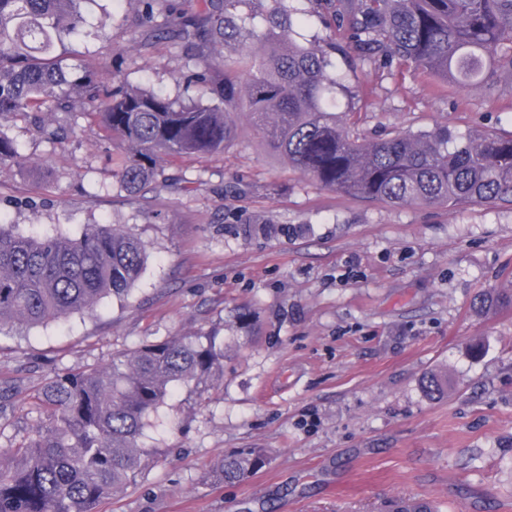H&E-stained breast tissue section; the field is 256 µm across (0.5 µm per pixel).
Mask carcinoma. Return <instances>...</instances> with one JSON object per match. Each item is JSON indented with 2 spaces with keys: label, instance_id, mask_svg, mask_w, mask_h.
<instances>
[{
  "label": "carcinoma",
  "instance_id": "obj_1",
  "mask_svg": "<svg viewBox=\"0 0 512 512\" xmlns=\"http://www.w3.org/2000/svg\"><path fill=\"white\" fill-rule=\"evenodd\" d=\"M147 39L186 54L171 98L120 81L104 83L113 63L69 68L59 49L86 39V0H0V117H29L53 143L66 133L57 112L94 119L106 138L129 149L117 164L119 187L146 194L163 170L161 157L222 153L236 136V119L252 118L261 140L324 188L392 205L512 203V133L455 141L448 131L399 133L370 139L336 113L338 76L322 49L280 38L289 22L284 0L258 30L248 0H202L187 14L175 0H138ZM337 37L362 60L407 66L441 76L451 88L494 89L512 74V0H347L335 12ZM223 46L244 53L228 66ZM26 162L18 143L0 130V169ZM147 252L130 230L87 224L77 237L54 228L37 233L0 219V330L34 327L124 301L143 277ZM224 375V337L167 336L81 372L56 371L34 396L35 432L0 448V512H99L135 485L159 451L144 430L173 388L197 390ZM432 400L448 395V375L421 380ZM265 465L255 449L224 455L206 474L237 482Z\"/></svg>",
  "mask_w": 512,
  "mask_h": 512
}]
</instances>
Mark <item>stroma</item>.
<instances>
[{
	"mask_svg": "<svg viewBox=\"0 0 512 512\" xmlns=\"http://www.w3.org/2000/svg\"><path fill=\"white\" fill-rule=\"evenodd\" d=\"M290 6L292 39L325 47L326 0ZM106 12L111 26L73 39L69 64L119 60L121 80L176 95L184 54L142 47L135 0H87L88 25ZM330 59L347 88L339 109L366 136L512 132V76L489 95L352 52ZM53 120L71 131L64 144L0 118L27 158L0 170V212L25 231L129 228L149 258L127 301L0 331V448L35 430L29 403L50 373L216 330L223 378L174 392L145 440L160 461L101 512H386L401 498L512 512V304L476 306L512 295V205L393 206L324 189L269 154L245 115L224 153L163 160L172 186L133 197L110 162L121 145L79 113ZM242 224L278 232L246 240ZM440 367L451 389L433 401L420 381ZM249 448L265 452L264 468L233 484L206 480L224 454Z\"/></svg>",
	"mask_w": 512,
	"mask_h": 512,
	"instance_id": "stroma-1",
	"label": "stroma"
}]
</instances>
